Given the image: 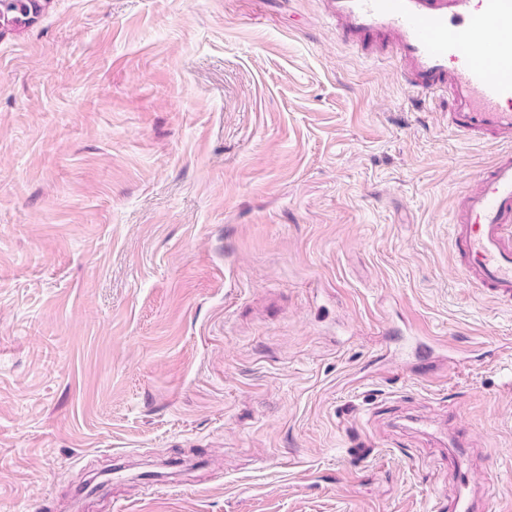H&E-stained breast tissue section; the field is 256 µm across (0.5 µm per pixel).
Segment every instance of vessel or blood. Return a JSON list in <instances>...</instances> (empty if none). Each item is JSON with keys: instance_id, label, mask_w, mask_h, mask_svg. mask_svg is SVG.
Here are the masks:
<instances>
[{"instance_id": "1", "label": "vessel or blood", "mask_w": 512, "mask_h": 512, "mask_svg": "<svg viewBox=\"0 0 512 512\" xmlns=\"http://www.w3.org/2000/svg\"><path fill=\"white\" fill-rule=\"evenodd\" d=\"M366 54L391 52L422 99L448 93L456 135L501 145L458 196L452 246L465 282L512 300V0H323Z\"/></svg>"}]
</instances>
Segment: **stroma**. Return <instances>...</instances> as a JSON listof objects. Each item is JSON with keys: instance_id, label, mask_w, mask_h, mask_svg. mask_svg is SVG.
I'll use <instances>...</instances> for the list:
<instances>
[{"instance_id": "1", "label": "stroma", "mask_w": 512, "mask_h": 512, "mask_svg": "<svg viewBox=\"0 0 512 512\" xmlns=\"http://www.w3.org/2000/svg\"><path fill=\"white\" fill-rule=\"evenodd\" d=\"M322 10L0 32V512H512V303L451 242L497 148ZM416 334L418 336H412L416 351L418 349L429 352L441 350L444 353V358H447L446 353H448V364H454L457 352V348L454 343L438 336H422L419 333Z\"/></svg>"}]
</instances>
